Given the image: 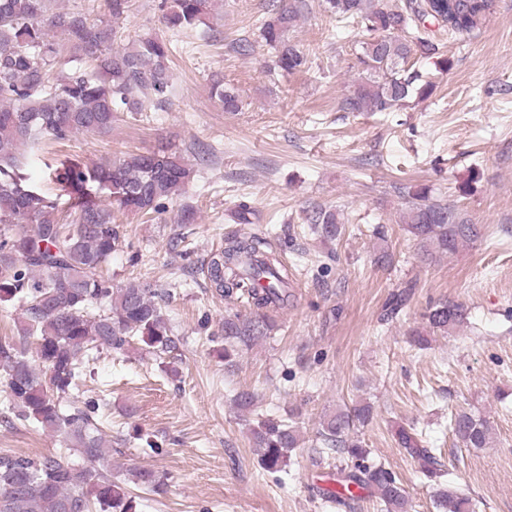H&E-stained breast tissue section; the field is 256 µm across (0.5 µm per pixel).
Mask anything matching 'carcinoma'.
I'll return each instance as SVG.
<instances>
[{"instance_id":"1","label":"carcinoma","mask_w":512,"mask_h":512,"mask_svg":"<svg viewBox=\"0 0 512 512\" xmlns=\"http://www.w3.org/2000/svg\"><path fill=\"white\" fill-rule=\"evenodd\" d=\"M57 0H0V302L22 308L20 336L33 340L44 372L34 368L25 350L0 342V390L19 409V416L44 431L64 435L70 454L28 458L0 455V512H137L127 484L159 495L164 479L138 469L123 480L104 470L112 457V440L97 418L99 403L63 407L79 390L83 361L106 349H122L131 339L147 350L176 348L168 319L148 285L112 287L103 265L117 251L120 235L115 214H159L179 196L193 168L175 152L136 154L90 169L67 158L55 170L65 192L66 221L59 218V199L45 195L30 180L27 157L18 152L45 137L66 141L112 129L120 114L144 110L145 100L162 105L171 91L170 49L152 34L114 47L112 26L89 21L82 9L58 10ZM326 12L362 28L368 35L358 55L364 77L342 100L344 112H387L412 98L425 99L433 83L423 72L406 68L412 55L431 58L438 48L418 35L427 18L453 32H470L482 24L493 0H406L388 7L380 0H322ZM211 0H171L163 14L170 29L205 23ZM306 0L272 5L260 27L261 39L274 50L271 68L286 74L309 68V55L289 36ZM211 95L224 111L240 109L238 96L220 82ZM406 231L431 255L454 254L478 235L475 224L456 207L430 196L426 187L408 191ZM312 230L324 240L342 235L336 214L317 210L308 215ZM202 272L210 287L226 298L245 297L258 309L282 304L288 297V269L263 238L250 235L228 242L211 254ZM466 319L464 308L441 302L425 314L426 328L448 334ZM263 320L224 319V358L240 345L265 335ZM372 406L356 404L327 417L321 437L328 453L343 457L339 472L347 495L328 496L339 505L354 498L349 485L378 495L389 512H406L407 495L399 478L382 464L369 461L370 449L354 428L367 422ZM466 448H487V421L466 410L449 423ZM264 470L281 471L299 447L294 427L261 420L252 428ZM399 447L432 480L442 476L436 449L413 427L398 426ZM439 512H475L466 493L448 486L437 495Z\"/></svg>"}]
</instances>
